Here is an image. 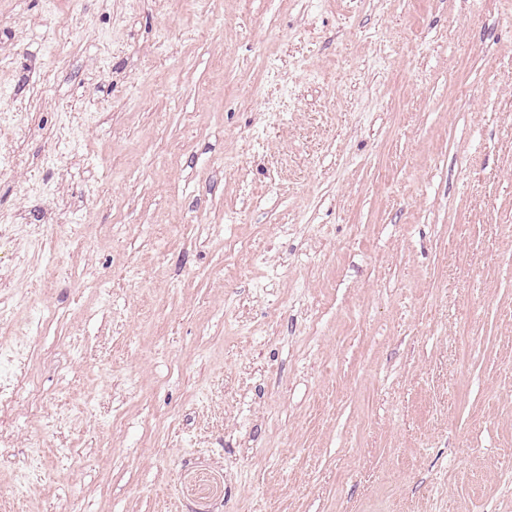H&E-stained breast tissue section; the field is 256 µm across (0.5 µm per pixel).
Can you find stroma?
<instances>
[{
	"mask_svg": "<svg viewBox=\"0 0 512 512\" xmlns=\"http://www.w3.org/2000/svg\"><path fill=\"white\" fill-rule=\"evenodd\" d=\"M0 512H512V0H0Z\"/></svg>",
	"mask_w": 512,
	"mask_h": 512,
	"instance_id": "35a3bbf8",
	"label": "stroma"
}]
</instances>
